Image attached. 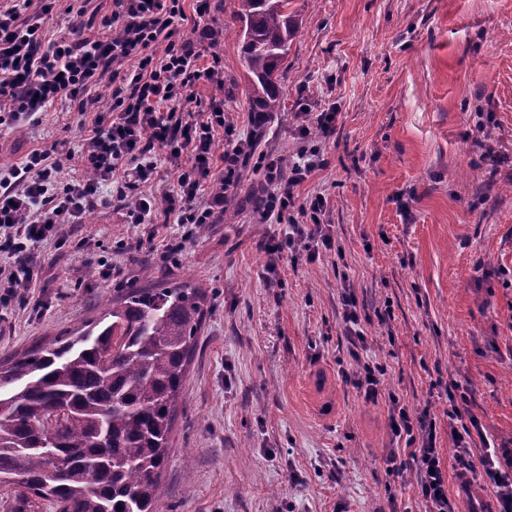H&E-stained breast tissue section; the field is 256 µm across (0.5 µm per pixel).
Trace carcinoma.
<instances>
[{"label": "carcinoma", "mask_w": 512, "mask_h": 512, "mask_svg": "<svg viewBox=\"0 0 512 512\" xmlns=\"http://www.w3.org/2000/svg\"><path fill=\"white\" fill-rule=\"evenodd\" d=\"M289 0H238L245 78L257 112L280 111V68L297 33ZM208 294L127 288L102 320L0 368V484L15 512H154L174 405Z\"/></svg>", "instance_id": "obj_1"}]
</instances>
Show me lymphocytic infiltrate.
Segmentation results:
<instances>
[{"label": "lymphocytic infiltrate", "mask_w": 512, "mask_h": 512, "mask_svg": "<svg viewBox=\"0 0 512 512\" xmlns=\"http://www.w3.org/2000/svg\"><path fill=\"white\" fill-rule=\"evenodd\" d=\"M57 0H0V125L39 127L48 107L62 102L91 116L92 127L81 152L35 148L21 163L0 164V252L13 264L0 269V288L32 283L30 245L50 236L56 225L81 224L109 186L113 207L130 223L148 224L155 211L175 214L182 241L197 228L213 223L224 197L203 196L201 188L218 180L236 188L246 168L263 173L269 190L258 212L260 221L287 222L282 238L267 246L268 269L276 271L284 257L315 259L335 244L322 218L324 196L299 199L296 189L321 165L319 140L328 138L336 115L321 112L298 130L297 160L257 153L254 136L237 135L218 96L224 87L219 53L201 62L194 42L182 27L184 0H112V11L100 15L93 0H72L66 12L69 34L47 38L43 19ZM112 83L106 113H91L95 90L103 79ZM203 84L215 90L201 112L187 108ZM164 151L178 167L175 193L156 200L141 191L153 179L151 149ZM79 162L83 176L60 181V171ZM457 384L446 387L449 419L458 421L450 439L459 471L481 470L485 489L499 512H512V451L492 449L477 417L458 405ZM388 425L393 443L405 445L417 465L414 492L423 512H459L448 497V476L436 446V422L428 411L414 412L390 396Z\"/></svg>", "instance_id": "1"}]
</instances>
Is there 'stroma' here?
I'll use <instances>...</instances> for the list:
<instances>
[{"instance_id": "35a3bbf8", "label": "stroma", "mask_w": 512, "mask_h": 512, "mask_svg": "<svg viewBox=\"0 0 512 512\" xmlns=\"http://www.w3.org/2000/svg\"><path fill=\"white\" fill-rule=\"evenodd\" d=\"M237 0L184 23L202 61L219 49L224 111L249 136ZM297 19L283 99L262 149L292 161L300 115L332 112L323 194L340 252L267 268L286 227L260 222L251 173L233 205L163 258L174 223H127L101 206L31 248L39 277L0 288V362L99 320L122 288H202L210 302L176 406L154 512H420L415 462L394 472L385 403L365 401L340 295L351 283L382 364V394L437 419L453 470L445 386L457 383L495 446L512 449V0H290ZM50 108L35 129L0 125V162L83 135ZM143 239L141 249H127ZM111 261L116 271L87 276ZM154 269L144 277L143 267Z\"/></svg>"}]
</instances>
